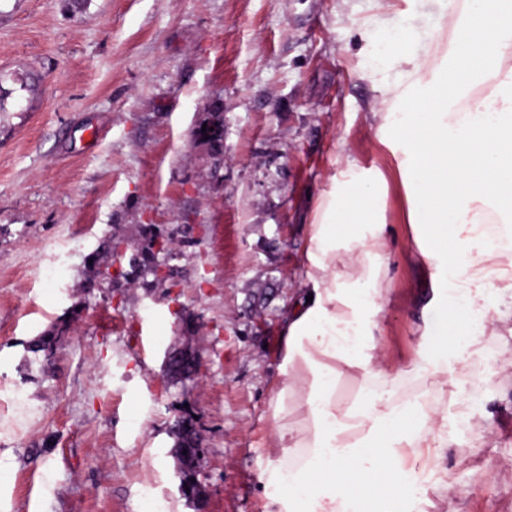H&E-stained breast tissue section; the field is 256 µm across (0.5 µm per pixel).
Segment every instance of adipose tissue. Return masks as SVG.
I'll use <instances>...</instances> for the list:
<instances>
[{
	"mask_svg": "<svg viewBox=\"0 0 512 512\" xmlns=\"http://www.w3.org/2000/svg\"><path fill=\"white\" fill-rule=\"evenodd\" d=\"M383 81L377 140L397 158L406 232L429 296L399 396L379 357L397 235L379 216L384 175L338 151L333 188L306 229L305 299L281 329L269 400L265 512H390L409 479L405 450L448 445V368L512 321V0H465L446 50L402 31ZM355 395L340 397L343 381Z\"/></svg>",
	"mask_w": 512,
	"mask_h": 512,
	"instance_id": "1",
	"label": "adipose tissue"
}]
</instances>
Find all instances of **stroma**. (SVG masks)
Wrapping results in <instances>:
<instances>
[{"instance_id": "35a3bbf8", "label": "stroma", "mask_w": 512, "mask_h": 512, "mask_svg": "<svg viewBox=\"0 0 512 512\" xmlns=\"http://www.w3.org/2000/svg\"><path fill=\"white\" fill-rule=\"evenodd\" d=\"M374 14L369 0H0V512H263L280 329L338 144L384 174L383 217L405 227L366 78L387 71L399 33ZM216 102L218 161L193 139ZM141 224L181 240L175 286L87 291L128 264ZM118 239L117 258L104 247ZM410 249L398 240L381 314L404 396L422 387L405 373L424 292ZM505 343L484 337L468 373L449 375L448 446L407 463L442 478L411 512H512ZM186 346L197 371L172 382L165 355ZM181 416L206 448L195 502L178 491Z\"/></svg>"}]
</instances>
